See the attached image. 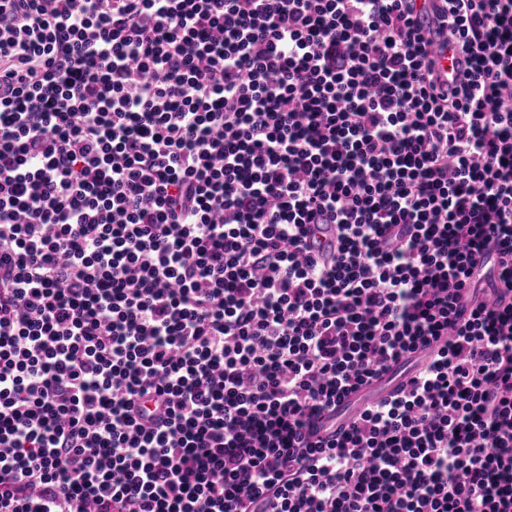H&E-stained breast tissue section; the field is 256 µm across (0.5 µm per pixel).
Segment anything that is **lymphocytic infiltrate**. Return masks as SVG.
<instances>
[{"label":"lymphocytic infiltrate","mask_w":512,"mask_h":512,"mask_svg":"<svg viewBox=\"0 0 512 512\" xmlns=\"http://www.w3.org/2000/svg\"><path fill=\"white\" fill-rule=\"evenodd\" d=\"M0 512H512V0H0Z\"/></svg>","instance_id":"obj_1"}]
</instances>
